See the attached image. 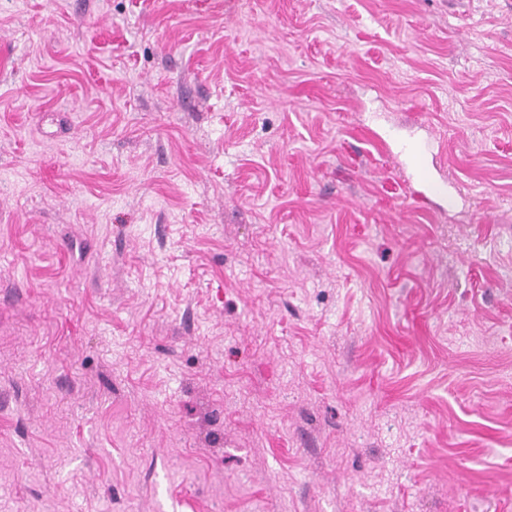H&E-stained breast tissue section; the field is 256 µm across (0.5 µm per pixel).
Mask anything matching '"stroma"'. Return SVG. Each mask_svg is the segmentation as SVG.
Segmentation results:
<instances>
[{
  "label": "stroma",
  "mask_w": 512,
  "mask_h": 512,
  "mask_svg": "<svg viewBox=\"0 0 512 512\" xmlns=\"http://www.w3.org/2000/svg\"><path fill=\"white\" fill-rule=\"evenodd\" d=\"M2 43L0 512H512V0H0Z\"/></svg>",
  "instance_id": "35a3bbf8"
}]
</instances>
